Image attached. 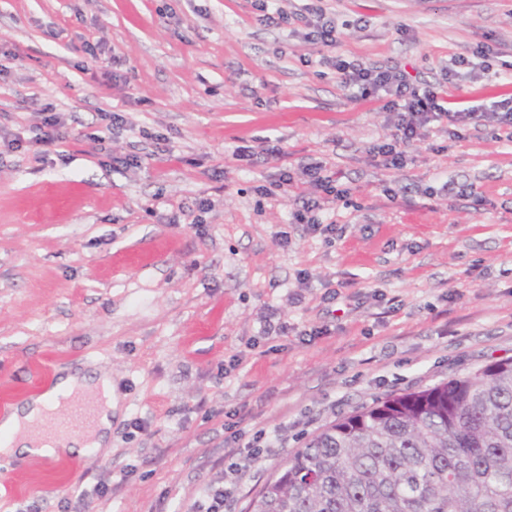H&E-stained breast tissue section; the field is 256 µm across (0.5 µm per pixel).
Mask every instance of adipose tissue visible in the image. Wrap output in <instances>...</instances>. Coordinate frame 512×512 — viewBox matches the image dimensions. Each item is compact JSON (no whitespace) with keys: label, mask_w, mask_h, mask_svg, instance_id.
Instances as JSON below:
<instances>
[{"label":"adipose tissue","mask_w":512,"mask_h":512,"mask_svg":"<svg viewBox=\"0 0 512 512\" xmlns=\"http://www.w3.org/2000/svg\"><path fill=\"white\" fill-rule=\"evenodd\" d=\"M98 385L111 388V374L103 372L92 378L70 368L59 369L52 385L0 417V430L10 432L13 436L11 446L0 447V455L16 458L30 454L34 438L26 429L27 423L38 419L44 408H57L59 395Z\"/></svg>","instance_id":"1"}]
</instances>
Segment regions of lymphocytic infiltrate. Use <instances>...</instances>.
<instances>
[{"instance_id":"f902f5d3","label":"lymphocytic infiltrate","mask_w":512,"mask_h":512,"mask_svg":"<svg viewBox=\"0 0 512 512\" xmlns=\"http://www.w3.org/2000/svg\"><path fill=\"white\" fill-rule=\"evenodd\" d=\"M252 5L258 12V21L263 25L277 27L303 23L307 39L329 48L330 53L324 61L336 71L342 86L352 90L355 98L372 97L381 101L392 127L390 140L377 148L379 163L384 168L399 170L405 167L408 145L418 140L424 129L432 124L452 131L472 125L512 127V98L498 101L489 112L452 106L446 104L443 98L446 85L456 84L469 74L486 72L484 59L489 54L488 49H480L471 59L451 58L441 81L433 83L414 79L398 66L348 61L336 55L334 48L338 27L335 18L327 16L323 7L309 5L304 12L291 15L280 6L279 0H252ZM298 175L306 184L313 186L318 195L306 199L301 209L294 212V222L307 225L311 231L323 235L335 234V223L324 222L322 217L326 204L336 202L345 195L344 189L337 186L335 174L327 171L325 162L310 161L301 164ZM295 176L283 172L281 181L287 185L293 184Z\"/></svg>"}]
</instances>
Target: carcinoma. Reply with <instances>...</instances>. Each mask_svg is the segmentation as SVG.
Instances as JSON below:
<instances>
[{
    "instance_id": "1",
    "label": "carcinoma",
    "mask_w": 512,
    "mask_h": 512,
    "mask_svg": "<svg viewBox=\"0 0 512 512\" xmlns=\"http://www.w3.org/2000/svg\"><path fill=\"white\" fill-rule=\"evenodd\" d=\"M247 512H512V359L337 418Z\"/></svg>"
}]
</instances>
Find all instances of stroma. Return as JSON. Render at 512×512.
I'll return each mask as SVG.
<instances>
[{
  "mask_svg": "<svg viewBox=\"0 0 512 512\" xmlns=\"http://www.w3.org/2000/svg\"><path fill=\"white\" fill-rule=\"evenodd\" d=\"M322 5L346 59L432 81L487 45L448 97H512V0ZM326 53L250 0H0V408L61 366L111 371L118 397L97 454L0 456V512H186L262 429L277 446L225 503L245 512L337 417L512 357L506 128L432 127L379 167L387 114ZM50 115L60 154L34 143ZM264 140L282 156L234 158ZM307 159L349 190L330 239L292 221L314 188L279 183ZM270 308L286 335L265 336Z\"/></svg>",
  "mask_w": 512,
  "mask_h": 512,
  "instance_id": "stroma-1",
  "label": "stroma"
}]
</instances>
